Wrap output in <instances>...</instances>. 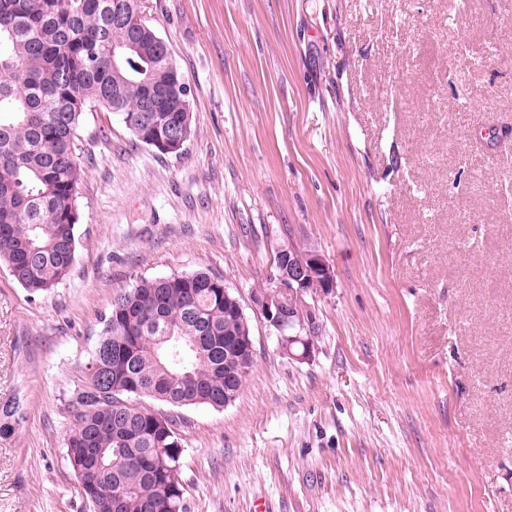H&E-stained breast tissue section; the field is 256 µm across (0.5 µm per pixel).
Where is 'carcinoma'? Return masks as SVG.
I'll return each instance as SVG.
<instances>
[{
    "label": "carcinoma",
    "instance_id": "obj_1",
    "mask_svg": "<svg viewBox=\"0 0 512 512\" xmlns=\"http://www.w3.org/2000/svg\"><path fill=\"white\" fill-rule=\"evenodd\" d=\"M128 0H0V266L29 294L70 274L80 221L84 114H119L152 139L191 111L185 76L156 29L127 27ZM102 331L71 400L67 457L93 512H186L183 449L170 420L142 398L221 409L245 380L228 342L252 338L224 308V279L205 271L143 278L101 316ZM23 419L0 406V439Z\"/></svg>",
    "mask_w": 512,
    "mask_h": 512
}]
</instances>
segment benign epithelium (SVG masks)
<instances>
[{
    "mask_svg": "<svg viewBox=\"0 0 512 512\" xmlns=\"http://www.w3.org/2000/svg\"><path fill=\"white\" fill-rule=\"evenodd\" d=\"M188 139L186 122L172 127L169 135L158 142L167 153H178ZM334 287L331 267L315 251L299 252L293 248L280 250L275 259L273 289L252 293L255 308L281 336V348L292 353V345L302 340L300 333L286 334L304 322V296L312 288Z\"/></svg>",
    "mask_w": 512,
    "mask_h": 512,
    "instance_id": "obj_1",
    "label": "benign epithelium"
}]
</instances>
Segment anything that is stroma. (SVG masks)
Wrapping results in <instances>:
<instances>
[{
	"mask_svg": "<svg viewBox=\"0 0 512 512\" xmlns=\"http://www.w3.org/2000/svg\"><path fill=\"white\" fill-rule=\"evenodd\" d=\"M191 88L180 153L86 113L76 261L0 266V512H93L69 403L116 291L207 269L255 364L216 410L154 399L187 512H512V0H141ZM322 254L298 358L251 295ZM23 419L22 408L16 402H5L0 406V439L12 436Z\"/></svg>",
	"mask_w": 512,
	"mask_h": 512,
	"instance_id": "35a3bbf8",
	"label": "stroma"
}]
</instances>
